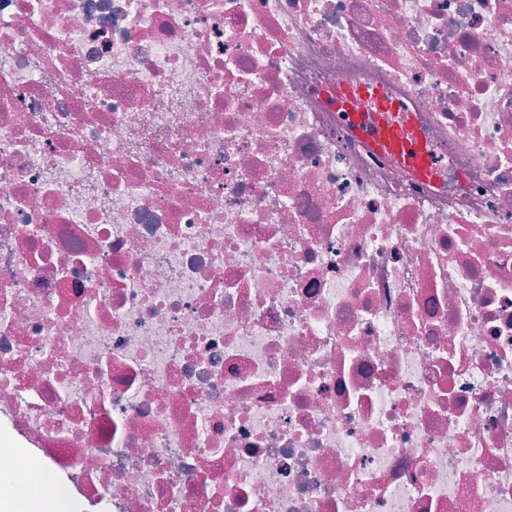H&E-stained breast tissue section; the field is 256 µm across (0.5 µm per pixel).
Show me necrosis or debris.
I'll list each match as a JSON object with an SVG mask.
<instances>
[{
    "label": "necrosis or debris",
    "instance_id": "1",
    "mask_svg": "<svg viewBox=\"0 0 512 512\" xmlns=\"http://www.w3.org/2000/svg\"><path fill=\"white\" fill-rule=\"evenodd\" d=\"M2 478L512 512V0H0ZM356 92L371 94L376 102V112L354 114L356 125L370 138L373 146L379 152L396 155L418 174L430 176L432 170L427 152L416 132L408 125H392L386 122L385 116L395 111L394 105L375 90L363 88Z\"/></svg>",
    "mask_w": 512,
    "mask_h": 512
}]
</instances>
